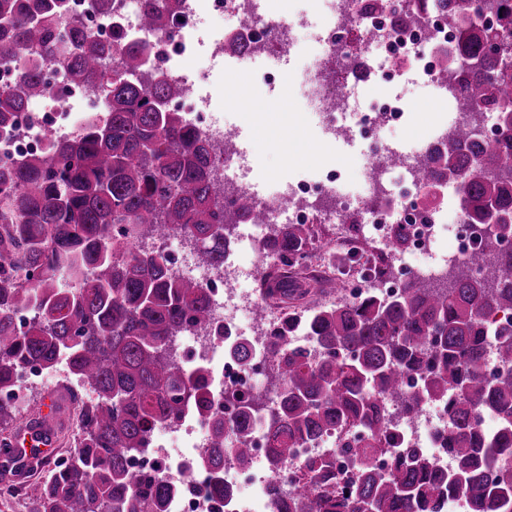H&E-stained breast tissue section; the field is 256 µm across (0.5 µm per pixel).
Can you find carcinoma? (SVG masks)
<instances>
[{
  "instance_id": "cac0c4a2",
  "label": "carcinoma",
  "mask_w": 512,
  "mask_h": 512,
  "mask_svg": "<svg viewBox=\"0 0 512 512\" xmlns=\"http://www.w3.org/2000/svg\"><path fill=\"white\" fill-rule=\"evenodd\" d=\"M496 6L497 24L482 27L475 0H409L398 22L416 27L423 12L441 16L456 42L441 54L439 76L462 90L459 104L496 113L498 139L471 130L447 134L424 167L426 184L460 186L467 220L492 241L504 230L488 224L489 206L512 218V0ZM142 24L166 32L173 16L161 0H140ZM19 59L17 81L0 88V132L12 131L21 113L54 86L44 68L54 65L73 84L93 86L105 116L66 141L50 140L46 153L0 165V390L15 386L21 364L47 372L64 367V380L88 391L67 464L27 484L29 512H157L173 490L159 475L135 476L130 460L149 446L153 429L173 423L192 403L210 408L203 375L178 360L176 340L207 327L210 298L194 280L170 273L158 251L114 240L112 230L131 225L144 241L163 234L193 246L201 264L222 265L227 239L241 224L263 217L247 198L224 212L213 180L219 158L167 108L185 95L154 60L146 43L121 30L103 41L65 19L64 0H0V63ZM308 224H285L266 242L284 265L297 263L315 244ZM446 288L412 280L392 298L372 287L352 300L346 273L333 282L337 297L311 302L321 282L301 274L267 273L263 299L280 308L263 348L271 359L268 387L227 398L233 417L211 414L212 432L200 465L212 488L228 495L221 473L224 454L252 463L256 419L263 420L276 473L292 460L294 445L334 430L337 452L350 458L357 477L336 481L334 465L311 459L304 482L288 497L270 485L277 512H439L441 497L469 494L470 512H512V326L489 332L485 317L512 312V248L474 251L448 270ZM33 312L20 332L13 312ZM303 327L321 351L313 357L288 339ZM493 346L501 372L482 369ZM421 387L403 391L405 378ZM448 406V457L437 468L417 448L386 471L371 459L390 435L389 406L411 419L426 401ZM275 400L269 401L268 393ZM494 414L489 434L479 418ZM19 406L0 401V427L20 419ZM363 433L350 438V431ZM236 446H225L226 431Z\"/></svg>"
}]
</instances>
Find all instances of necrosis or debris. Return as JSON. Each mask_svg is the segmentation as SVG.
I'll use <instances>...</instances> for the list:
<instances>
[{
	"label": "necrosis or debris",
	"mask_w": 512,
	"mask_h": 512,
	"mask_svg": "<svg viewBox=\"0 0 512 512\" xmlns=\"http://www.w3.org/2000/svg\"><path fill=\"white\" fill-rule=\"evenodd\" d=\"M67 2L68 18L99 37L109 38L117 26L126 36L154 47L164 70L190 91L188 100L170 101V108L184 111L188 124L224 156L218 179L224 186L225 208L245 197L266 214V223L240 225L220 270L199 264L180 239L166 236L154 242L169 256L177 275L195 280L211 297L212 328L186 333L179 359L202 370L212 408L223 409L227 395L257 392L269 368L265 354H256L246 364L226 352L225 342L230 336L246 337L257 345L263 342L268 326L256 314L258 298L252 284L277 265L265 243L278 225L335 223V248L366 242L376 255L389 253L392 225H404L413 260L393 265L378 281V291L386 297L396 296L408 280L435 283L449 265L461 264L479 245L463 209L449 211L444 194L428 197L417 179L444 131L479 129L487 140L496 135L494 113L482 107L461 108L459 90L445 89L440 80L438 54L454 32L437 15L423 16L422 27L401 29L394 24L400 0H378L372 11L366 0H168L176 25L171 35L162 36L142 27L139 0H108L104 6L99 0ZM296 72L301 75L306 110L314 118V132L306 134L300 126L295 134L304 144L319 147L322 159L314 166L290 161L284 175L267 183L249 150L251 133L220 111L224 83L247 75L275 108L285 80ZM408 76L436 88L443 106L427 135L410 145L394 133L411 123V105L391 91ZM46 77L53 94L32 104L15 131L0 134V163L43 152L49 139L74 137L93 115L104 111L91 86L67 85L51 67ZM365 78L379 91L358 107L351 98ZM370 139L383 141V148L360 151V144ZM340 146L360 151L356 189L347 187L348 163L336 154ZM343 211L353 215V223L339 225ZM451 216L457 221L456 245L449 253L436 254ZM390 413L395 417L390 445L376 456V468L389 469L408 448L426 452L440 469L451 466L444 450L447 401L428 403L409 424L398 420V408ZM210 424L207 411L185 408L178 422L154 430L147 452L130 464L135 472H158L176 488L168 512H273L269 484L275 481L283 491H295L298 468L309 457L330 458L337 469L350 470L348 460L336 452L333 431L298 445L291 465L278 477L264 469L239 468L228 454L224 481L236 495L227 502L212 491L208 473L198 466Z\"/></svg>",
	"instance_id": "4bbe7bcc"
}]
</instances>
